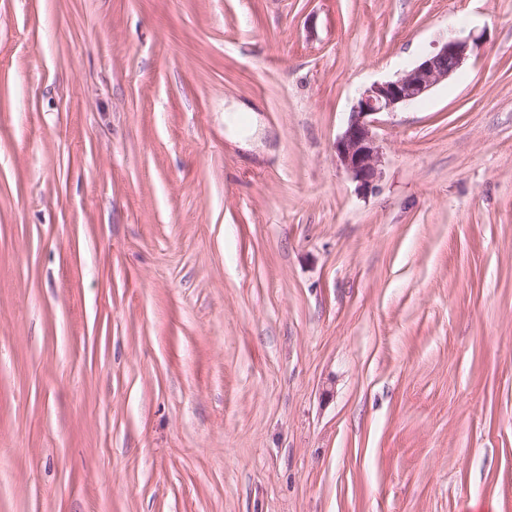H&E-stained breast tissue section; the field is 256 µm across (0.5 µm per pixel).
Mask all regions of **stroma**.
Masks as SVG:
<instances>
[{"label": "stroma", "mask_w": 512, "mask_h": 512, "mask_svg": "<svg viewBox=\"0 0 512 512\" xmlns=\"http://www.w3.org/2000/svg\"><path fill=\"white\" fill-rule=\"evenodd\" d=\"M0 512H512V0H0ZM475 42L449 36L411 69L395 79L373 83L360 94L336 140L337 161L359 189L371 188L379 175L382 147L375 131L377 116L424 99L438 84L455 76L473 54Z\"/></svg>", "instance_id": "obj_1"}]
</instances>
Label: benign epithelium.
Instances as JSON below:
<instances>
[{
    "mask_svg": "<svg viewBox=\"0 0 512 512\" xmlns=\"http://www.w3.org/2000/svg\"><path fill=\"white\" fill-rule=\"evenodd\" d=\"M474 49L475 42L470 39L449 36L411 69L392 80L376 82L360 94L336 139L337 161L359 188L372 187L379 175L378 115L424 99L434 87L461 71Z\"/></svg>",
    "mask_w": 512,
    "mask_h": 512,
    "instance_id": "obj_1",
    "label": "benign epithelium"
}]
</instances>
